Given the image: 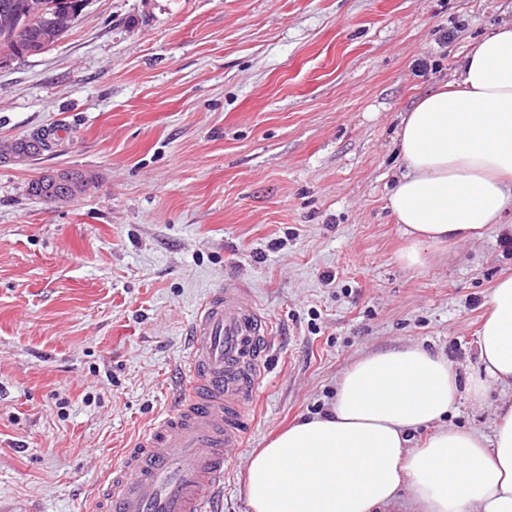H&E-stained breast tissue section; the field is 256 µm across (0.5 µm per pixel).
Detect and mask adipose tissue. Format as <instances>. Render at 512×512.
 Instances as JSON below:
<instances>
[{
    "instance_id": "adipose-tissue-1",
    "label": "adipose tissue",
    "mask_w": 512,
    "mask_h": 512,
    "mask_svg": "<svg viewBox=\"0 0 512 512\" xmlns=\"http://www.w3.org/2000/svg\"><path fill=\"white\" fill-rule=\"evenodd\" d=\"M396 143L404 169L388 206L407 239L402 265L501 225L512 211V24L472 40L453 79L401 114ZM486 306L482 374L464 389L477 402L488 382L512 387V275ZM464 390L447 358L418 344L358 358L330 412L250 455L252 512H512V400L491 435L443 426Z\"/></svg>"
}]
</instances>
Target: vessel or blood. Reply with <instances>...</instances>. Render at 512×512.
<instances>
[{
	"label": "vessel or blood",
	"mask_w": 512,
	"mask_h": 512,
	"mask_svg": "<svg viewBox=\"0 0 512 512\" xmlns=\"http://www.w3.org/2000/svg\"><path fill=\"white\" fill-rule=\"evenodd\" d=\"M269 336L248 291L228 282L212 293L190 327L178 406L122 451L92 512H212L225 465L244 445Z\"/></svg>",
	"instance_id": "1"
}]
</instances>
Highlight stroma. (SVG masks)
I'll use <instances>...</instances> for the list:
<instances>
[{
    "label": "stroma",
    "instance_id": "stroma-1",
    "mask_svg": "<svg viewBox=\"0 0 512 512\" xmlns=\"http://www.w3.org/2000/svg\"><path fill=\"white\" fill-rule=\"evenodd\" d=\"M512 0H87L52 48L0 66V512H91L96 489L175 407L209 293L249 289L273 331L245 446L216 512H250L251 452L326 412L357 358L418 344L460 384L512 229L403 267L387 209L399 116L451 80ZM93 177L75 201L27 193ZM506 396L461 394L490 433Z\"/></svg>",
    "mask_w": 512,
    "mask_h": 512
}]
</instances>
